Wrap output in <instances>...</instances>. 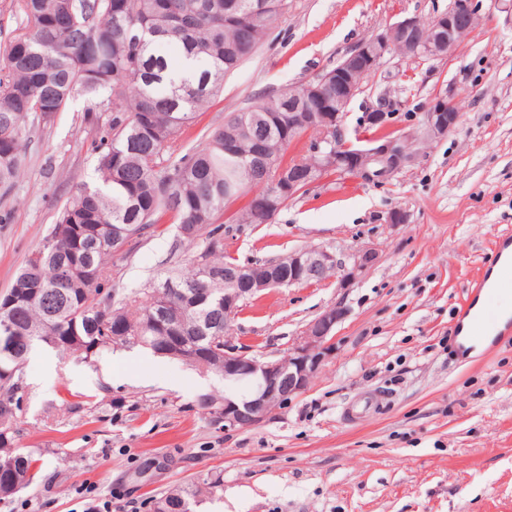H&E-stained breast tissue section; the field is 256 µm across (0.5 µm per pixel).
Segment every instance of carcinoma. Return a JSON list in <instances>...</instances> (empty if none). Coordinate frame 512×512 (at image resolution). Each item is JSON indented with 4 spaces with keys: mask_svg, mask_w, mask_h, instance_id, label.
Instances as JSON below:
<instances>
[{
    "mask_svg": "<svg viewBox=\"0 0 512 512\" xmlns=\"http://www.w3.org/2000/svg\"><path fill=\"white\" fill-rule=\"evenodd\" d=\"M287 0H16L26 19L6 46L0 69V188L23 176L31 129L48 125L78 88H112L107 119L90 107L83 121L96 134L101 184L79 190L43 241L24 260L23 295H0V324L19 338L0 340V503L36 482L40 467L13 448L25 367L47 346L90 359L103 347L140 346L158 353L168 336L197 349L224 344V250L221 219L231 197L270 190L286 157L288 93L236 112L207 139L186 148L184 134L281 17ZM176 43L194 63L188 76L155 52ZM270 161L269 171L258 155ZM170 218L202 241L184 268L157 283L121 293L112 257L130 256ZM232 224H267L256 198ZM223 487L214 475L154 499L153 512H195L202 488Z\"/></svg>",
    "mask_w": 512,
    "mask_h": 512,
    "instance_id": "obj_1",
    "label": "carcinoma"
}]
</instances>
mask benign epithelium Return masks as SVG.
Returning <instances> with one entry per match:
<instances>
[{
	"label": "benign epithelium",
	"mask_w": 512,
	"mask_h": 512,
	"mask_svg": "<svg viewBox=\"0 0 512 512\" xmlns=\"http://www.w3.org/2000/svg\"><path fill=\"white\" fill-rule=\"evenodd\" d=\"M480 0H450L448 11L436 16L439 38L437 47L419 48L415 39L418 20L405 17L385 31L364 40L345 55V61L336 70V111L311 112L312 120L323 126L324 134L316 136L309 148L310 159L297 164V171L309 177L307 185L318 181L316 173H349L366 182H383L410 166L418 155L416 146H426L455 130L460 115L453 101L439 97L425 114L422 129L405 132L393 129L394 112L383 102L365 113V121L376 129L377 135L366 143L346 140L344 121L347 107L359 94L363 85L352 82L350 74L365 71L374 74L385 55L397 54L412 62L421 58L450 55L465 40L478 21ZM308 101L326 99L321 82L309 81L288 88V100ZM336 137V156L329 157L321 145L330 142L326 134ZM380 259L376 248L364 245L348 254L344 262L335 253L320 247L295 250L267 267L264 277L252 274L253 266L228 265L224 267V319L234 318L242 302L269 288L320 284L336 277L337 287L347 289L374 267ZM348 308L338 302L327 308L304 328L280 359L262 360L249 356L224 344V401L213 414L224 423V429L254 427L289 399L302 394L310 386L323 364L336 353V327L345 319ZM167 354L204 370L208 353L189 349L180 337H169Z\"/></svg>",
	"instance_id": "benign-epithelium-1"
}]
</instances>
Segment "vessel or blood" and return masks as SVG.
<instances>
[{"instance_id": "obj_1", "label": "vessel or blood", "mask_w": 512, "mask_h": 512, "mask_svg": "<svg viewBox=\"0 0 512 512\" xmlns=\"http://www.w3.org/2000/svg\"><path fill=\"white\" fill-rule=\"evenodd\" d=\"M487 265L489 271L473 281L471 295L462 307V319L469 321L477 334L502 327L512 330V317H503L501 302L512 300V235L505 234L496 241Z\"/></svg>"}]
</instances>
